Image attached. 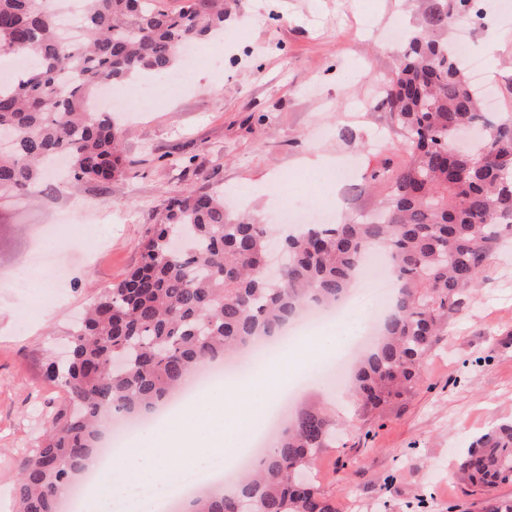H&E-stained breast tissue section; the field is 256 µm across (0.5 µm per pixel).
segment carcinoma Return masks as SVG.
I'll list each match as a JSON object with an SVG mask.
<instances>
[{"instance_id": "obj_1", "label": "carcinoma", "mask_w": 512, "mask_h": 512, "mask_svg": "<svg viewBox=\"0 0 512 512\" xmlns=\"http://www.w3.org/2000/svg\"><path fill=\"white\" fill-rule=\"evenodd\" d=\"M55 0H0V54L31 64L0 82V190L38 196L47 164L70 162L74 182L107 183L122 156L112 120L91 111L103 84L164 77L179 51L224 29V0H81L74 36L59 34ZM479 14L473 0H424L383 104L404 162L372 171L385 188L373 214L282 235L224 193L189 189L165 200L141 264L101 293L71 333V357L46 379L67 403L20 464L17 512H59V499L102 444L111 412L160 407L188 375L241 346L280 335L306 307L336 304L364 254L381 249L398 289L381 340L356 366L354 397L378 410L415 388L448 315L466 304L485 262L512 238V120L495 121L468 85L448 30ZM483 130L494 147L461 153L456 131ZM330 418L300 408L274 448L233 489L192 499L193 512H336L303 476L332 437ZM461 473L487 494L483 512H512L490 494L512 483V425L472 441Z\"/></svg>"}]
</instances>
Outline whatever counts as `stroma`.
<instances>
[{"mask_svg": "<svg viewBox=\"0 0 512 512\" xmlns=\"http://www.w3.org/2000/svg\"><path fill=\"white\" fill-rule=\"evenodd\" d=\"M481 8L461 32L498 112L512 118V0ZM225 9L223 35L202 41L219 70L195 72L151 108L133 99L116 113L124 167L112 182L56 181L38 200L0 203V512H12L20 462L65 399L47 363L64 357L86 304L139 265L164 200L218 188L269 223L288 205L328 208L344 168L362 178L401 161L380 88L400 53L387 32L411 18L403 0H225ZM344 127L352 138L340 137ZM46 248L50 267L33 260ZM58 268L69 275L60 296ZM422 374L376 420L347 384L297 395L336 421V445L311 470L336 512H481L457 471L477 436L512 422L511 243L449 317Z\"/></svg>", "mask_w": 512, "mask_h": 512, "instance_id": "obj_1", "label": "stroma"}]
</instances>
